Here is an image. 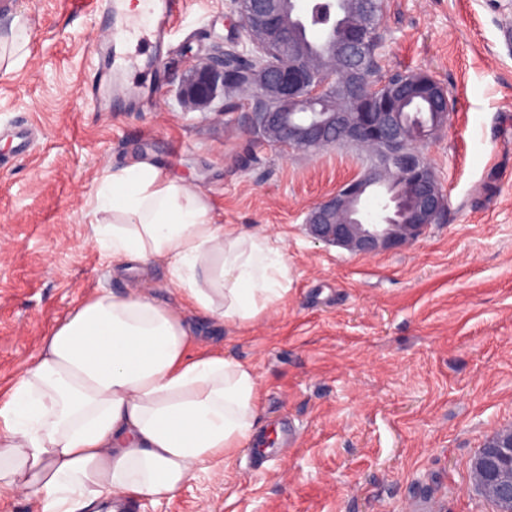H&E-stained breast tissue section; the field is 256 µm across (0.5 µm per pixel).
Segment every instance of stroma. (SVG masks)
Instances as JSON below:
<instances>
[{"mask_svg": "<svg viewBox=\"0 0 512 512\" xmlns=\"http://www.w3.org/2000/svg\"><path fill=\"white\" fill-rule=\"evenodd\" d=\"M16 19L29 54L0 73V395L71 310L145 288L179 308L196 351L253 367L255 435L291 441L264 461L240 449L173 498L132 497L130 512H492L469 467L512 426V0H383L381 75L423 71L448 91V125L422 147L448 208L418 241L369 257L304 223L359 171V150H290L240 112L179 102L195 60L244 50L232 0H187L137 112L94 111L81 92L102 31L91 11L0 0V35ZM19 124L32 132L20 161L6 135ZM137 161L192 183L218 223L282 241L276 308L231 329L183 305L166 266L113 271L92 210L104 176Z\"/></svg>", "mask_w": 512, "mask_h": 512, "instance_id": "1", "label": "stroma"}]
</instances>
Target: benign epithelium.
I'll return each instance as SVG.
<instances>
[{
	"label": "benign epithelium",
	"instance_id": "benign-epithelium-1",
	"mask_svg": "<svg viewBox=\"0 0 512 512\" xmlns=\"http://www.w3.org/2000/svg\"><path fill=\"white\" fill-rule=\"evenodd\" d=\"M250 20L244 21L254 48L255 63L245 75L243 118L265 141L296 151L350 145L365 152L361 172L341 183L311 207L306 215L310 235L318 242L371 256L398 250L423 236L447 207V198L420 147L448 125L434 117L422 125L409 122L406 113L338 112L332 91L360 96L398 86L372 83L364 73L362 49L373 19L366 0H342L350 16L358 17L352 35L331 50L327 59L309 63L306 45L297 36L299 24L326 5L313 0H252ZM288 46V55L270 50ZM224 51L216 50L192 66L179 89V98L190 109L224 111ZM409 182L407 195L396 203L397 183ZM388 196L387 214L375 224L361 214L363 197ZM472 470L489 487L497 512H512V432H498L484 444Z\"/></svg>",
	"mask_w": 512,
	"mask_h": 512
}]
</instances>
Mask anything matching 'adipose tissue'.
Listing matches in <instances>:
<instances>
[{
  "instance_id": "ef3b65f1",
  "label": "adipose tissue",
  "mask_w": 512,
  "mask_h": 512,
  "mask_svg": "<svg viewBox=\"0 0 512 512\" xmlns=\"http://www.w3.org/2000/svg\"><path fill=\"white\" fill-rule=\"evenodd\" d=\"M91 226L117 267L166 265L225 326L255 321L287 293L283 247L215 223L203 193L154 164L106 176ZM258 393L252 367L194 352L181 314L151 292L95 295L45 337L0 404V495L23 491L40 512L173 497L249 445Z\"/></svg>"
}]
</instances>
